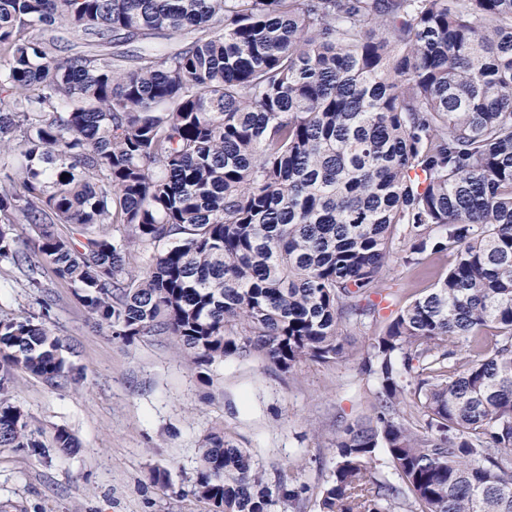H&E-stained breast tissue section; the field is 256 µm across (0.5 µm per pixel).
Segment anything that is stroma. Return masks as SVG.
<instances>
[{
	"mask_svg": "<svg viewBox=\"0 0 512 512\" xmlns=\"http://www.w3.org/2000/svg\"><path fill=\"white\" fill-rule=\"evenodd\" d=\"M452 261L443 252L412 267L390 262L384 285L407 304L434 288ZM30 314L59 337L65 376L51 383L13 372L10 401L49 450L0 447V512H209L190 489L199 449L215 430L267 474L282 467L306 484L302 508L287 512H319L336 435L362 412L367 382L358 360L289 372L233 355L195 363L169 334L113 337L52 271L35 287L0 262V317ZM59 428L75 437L73 451L53 449Z\"/></svg>",
	"mask_w": 512,
	"mask_h": 512,
	"instance_id": "stroma-1",
	"label": "stroma"
}]
</instances>
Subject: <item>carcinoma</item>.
I'll return each mask as SVG.
<instances>
[{"label": "carcinoma", "mask_w": 512, "mask_h": 512, "mask_svg": "<svg viewBox=\"0 0 512 512\" xmlns=\"http://www.w3.org/2000/svg\"><path fill=\"white\" fill-rule=\"evenodd\" d=\"M0 167V262L204 362L347 358L390 257L451 252L361 353L318 506L512 512V0H0ZM59 349L0 317L1 447L45 452L8 370L54 381ZM200 457L210 512L307 492L221 433Z\"/></svg>", "instance_id": "obj_1"}]
</instances>
